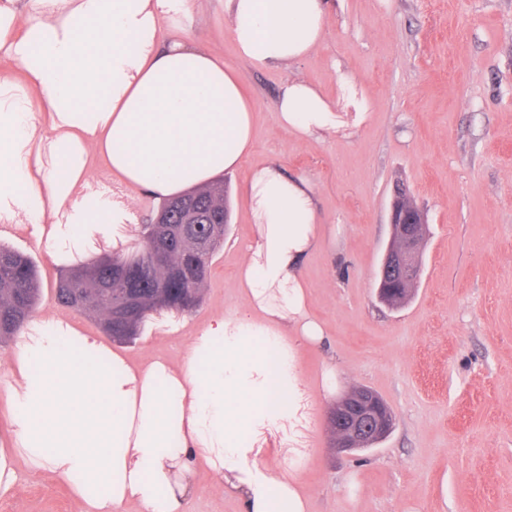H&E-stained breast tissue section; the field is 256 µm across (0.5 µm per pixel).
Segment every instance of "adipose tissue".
I'll use <instances>...</instances> for the list:
<instances>
[{
	"label": "adipose tissue",
	"instance_id": "adipose-tissue-1",
	"mask_svg": "<svg viewBox=\"0 0 512 512\" xmlns=\"http://www.w3.org/2000/svg\"><path fill=\"white\" fill-rule=\"evenodd\" d=\"M239 58L294 65L325 37L324 0H223ZM189 0H0V230L34 229L56 263L96 258L97 239L163 200L237 169L253 147V106L236 70L187 37ZM329 98L304 78L276 111L300 138L353 126L370 102L352 74ZM118 188L105 195L94 172ZM256 230L238 269L239 310L191 336L178 361L134 360L56 318L31 320L7 383L14 445L0 448V487L19 467L65 481L80 512H190L207 469L243 512H309L298 446L314 403L299 359L324 339L309 314L301 262L321 241L315 191L277 162L243 194Z\"/></svg>",
	"mask_w": 512,
	"mask_h": 512
}]
</instances>
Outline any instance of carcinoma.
<instances>
[{"label":"carcinoma","mask_w":512,"mask_h":512,"mask_svg":"<svg viewBox=\"0 0 512 512\" xmlns=\"http://www.w3.org/2000/svg\"><path fill=\"white\" fill-rule=\"evenodd\" d=\"M195 195L223 209V223L212 225L213 236H206L204 225L194 234H185L180 224H146L140 250L121 259L109 257L81 265L61 276L54 287L58 303L69 307L72 295L83 292L87 298L83 311L100 315L105 333L119 342L138 335L150 312H188L195 308L230 221L224 183L199 189ZM123 288L135 293L136 301L125 313L118 314L112 310L114 291ZM40 293L35 262L0 244V342L17 336L31 319Z\"/></svg>","instance_id":"cac0c4a2"}]
</instances>
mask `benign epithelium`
<instances>
[{
  "mask_svg": "<svg viewBox=\"0 0 512 512\" xmlns=\"http://www.w3.org/2000/svg\"><path fill=\"white\" fill-rule=\"evenodd\" d=\"M407 194L394 196L390 208L392 240L383 257L381 279L391 275L408 284L420 275V242L425 214L414 206L403 204ZM204 207L193 196H186L175 207L160 211L158 224H206ZM328 426L336 427L332 451L338 456L364 451L384 440L394 426V415L388 404L373 390L357 387L333 405L327 414Z\"/></svg>",
  "mask_w": 512,
  "mask_h": 512,
  "instance_id": "1",
  "label": "benign epithelium"
}]
</instances>
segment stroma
Here are the masks:
<instances>
[{
	"instance_id": "1",
	"label": "stroma",
	"mask_w": 512,
	"mask_h": 512,
	"mask_svg": "<svg viewBox=\"0 0 512 512\" xmlns=\"http://www.w3.org/2000/svg\"><path fill=\"white\" fill-rule=\"evenodd\" d=\"M188 33L223 55L254 102L252 153L224 182L231 219L200 304L169 333L152 312L133 341L105 346L180 357L193 332L239 304L237 272L254 226L242 206L251 170L270 161L314 186L326 244L302 275L324 328L300 368L316 388L375 391L392 433L336 458L318 396L303 480L309 512H512V0H336L319 49L294 68L237 59L218 0H191ZM371 102L366 121L320 140L283 129L274 104L297 74L335 96L339 72ZM406 188L427 217L421 276L410 300L381 303L374 281L391 241L389 207ZM4 241L36 263V314L101 335L94 317L60 305L53 263L31 233ZM0 512H79L64 481L19 469Z\"/></svg>"
}]
</instances>
